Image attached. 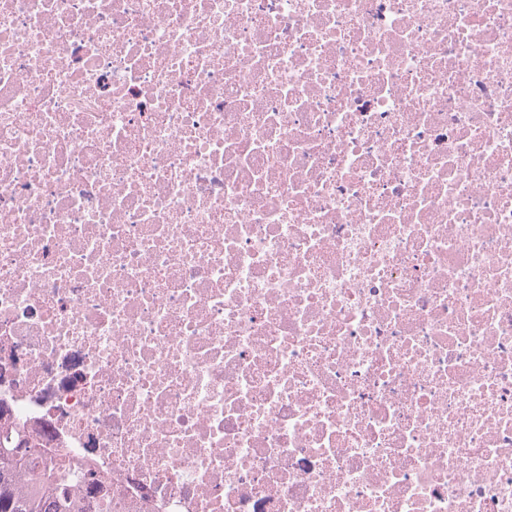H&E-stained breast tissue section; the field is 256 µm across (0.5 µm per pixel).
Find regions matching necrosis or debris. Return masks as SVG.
I'll return each instance as SVG.
<instances>
[{"label":"necrosis or debris","instance_id":"4bbe7bcc","mask_svg":"<svg viewBox=\"0 0 512 512\" xmlns=\"http://www.w3.org/2000/svg\"><path fill=\"white\" fill-rule=\"evenodd\" d=\"M1 348L115 512H512V0H0Z\"/></svg>","mask_w":512,"mask_h":512}]
</instances>
